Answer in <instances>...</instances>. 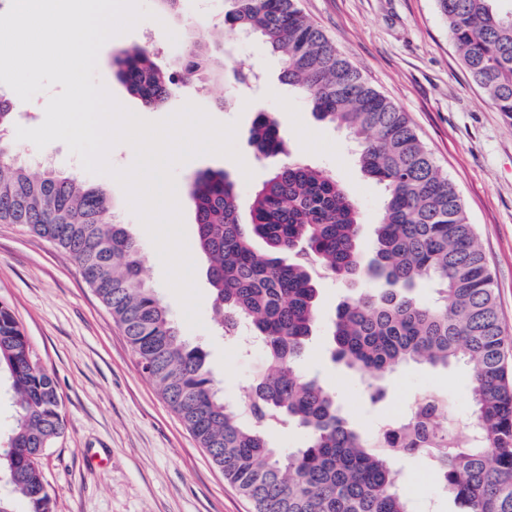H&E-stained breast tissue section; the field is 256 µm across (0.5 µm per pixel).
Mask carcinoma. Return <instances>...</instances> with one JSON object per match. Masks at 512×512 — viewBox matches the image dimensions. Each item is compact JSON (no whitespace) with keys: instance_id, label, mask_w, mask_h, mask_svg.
I'll return each mask as SVG.
<instances>
[{"instance_id":"obj_1","label":"carcinoma","mask_w":512,"mask_h":512,"mask_svg":"<svg viewBox=\"0 0 512 512\" xmlns=\"http://www.w3.org/2000/svg\"><path fill=\"white\" fill-rule=\"evenodd\" d=\"M224 25L249 33L282 62V81L315 117L356 143L365 174L384 186L371 258H362L358 207L325 170L288 159L252 197L242 223L235 183L222 170L196 177L192 198L197 246L209 260L212 317L233 336L248 324L264 346V366L251 385L248 409L227 401L143 275L141 247L116 220L102 187L46 165L17 160L10 137L13 103L0 97V223L22 224L64 249L110 310L138 364L255 512H413L396 468L419 458L438 477L458 512H512V366L493 277L463 202L411 126L406 112L377 91L349 58L308 21L296 0H226ZM459 58L497 111L512 121V0H436ZM151 47L115 55L116 76L148 107L173 88L202 80L224 55L222 34L199 29L162 70ZM253 72L233 65L224 84L244 87ZM257 153H280L275 119L261 116L251 131ZM263 242L259 249L255 241ZM339 281L377 284L344 301L332 327L331 358L378 384L410 363L471 367L468 441L448 436L438 419L448 404L431 398L404 427L371 437L351 424L335 393L301 370L318 319L317 271ZM423 281L438 298L415 294ZM0 375L15 406L7 445L0 448V512H54L39 460L64 433L63 400L53 377L30 357L28 339L0 303ZM295 427L306 445L285 452L271 433Z\"/></svg>"}]
</instances>
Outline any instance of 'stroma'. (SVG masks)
I'll return each mask as SVG.
<instances>
[{"instance_id": "obj_1", "label": "stroma", "mask_w": 512, "mask_h": 512, "mask_svg": "<svg viewBox=\"0 0 512 512\" xmlns=\"http://www.w3.org/2000/svg\"><path fill=\"white\" fill-rule=\"evenodd\" d=\"M299 8L345 54L362 76L407 113L437 165L455 184L469 221L486 253L498 293L499 313L512 339V123L463 68L436 0H297ZM224 26V0H201L181 17L139 21L106 42L98 56L97 80L125 107L148 121L162 120L185 103L214 120L236 123L240 160L220 155L192 159L175 170L188 241L197 226L190 190L199 172L221 169L237 185L242 220H249L254 191L270 176L277 158L259 156L250 130L259 114L278 122L284 154L325 169L357 203L361 247L371 256L373 226L384 192L360 168L348 135L318 121L280 80L281 61L258 40L225 37L229 62L257 71L261 79L237 93L234 103L215 107L223 82L204 80L175 87L159 108H148L116 78L118 51L152 41L154 62L168 68L185 25ZM54 167L93 186L104 187L130 233L141 245L147 282L179 322L182 336L203 346L206 364L226 399H245L260 372L263 354L242 350L215 333L208 260L192 251L202 294V325L184 323L181 306L165 285L163 267L124 192L111 177L85 172L61 142L45 150ZM252 178H245L244 169ZM366 281L319 283V321L302 361L305 372L333 389L349 419L376 435L390 409L408 405L430 391L449 395L458 415L470 413V370L410 364L388 379L384 402L370 404L367 381L334 364L329 326L338 305L365 289ZM0 302L22 326L34 361L54 377L63 399L66 429L42 458V473L55 494V512H254L253 504L214 467L195 437L142 374L137 359L110 311L85 283L67 252L18 224H0ZM405 490L417 512H454L435 475L414 458L399 461Z\"/></svg>"}]
</instances>
